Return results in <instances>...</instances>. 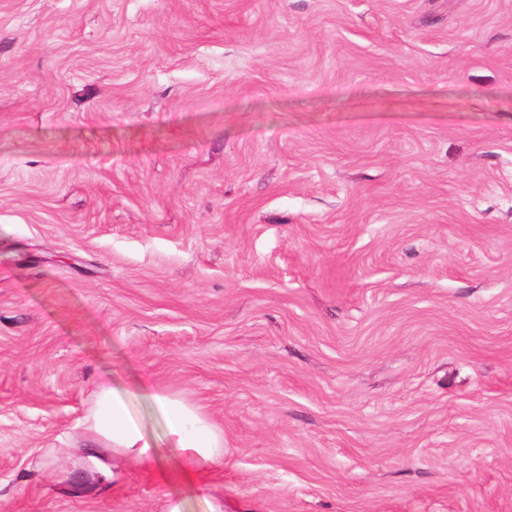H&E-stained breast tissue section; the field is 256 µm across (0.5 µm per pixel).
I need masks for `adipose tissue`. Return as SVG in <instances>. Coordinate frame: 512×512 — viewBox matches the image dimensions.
<instances>
[{"instance_id": "ef3b65f1", "label": "adipose tissue", "mask_w": 512, "mask_h": 512, "mask_svg": "<svg viewBox=\"0 0 512 512\" xmlns=\"http://www.w3.org/2000/svg\"><path fill=\"white\" fill-rule=\"evenodd\" d=\"M136 392L151 400L163 422V447H156L131 414ZM82 426L87 443L70 448L69 455L94 479L114 477L125 463L151 472L158 486L177 480L203 490L212 464L224 457L223 431L199 407L159 390L148 377L133 392L101 378Z\"/></svg>"}]
</instances>
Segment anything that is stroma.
<instances>
[{"mask_svg": "<svg viewBox=\"0 0 512 512\" xmlns=\"http://www.w3.org/2000/svg\"><path fill=\"white\" fill-rule=\"evenodd\" d=\"M207 493L60 456L101 375ZM512 512V0H0V512Z\"/></svg>", "mask_w": 512, "mask_h": 512, "instance_id": "1", "label": "stroma"}]
</instances>
